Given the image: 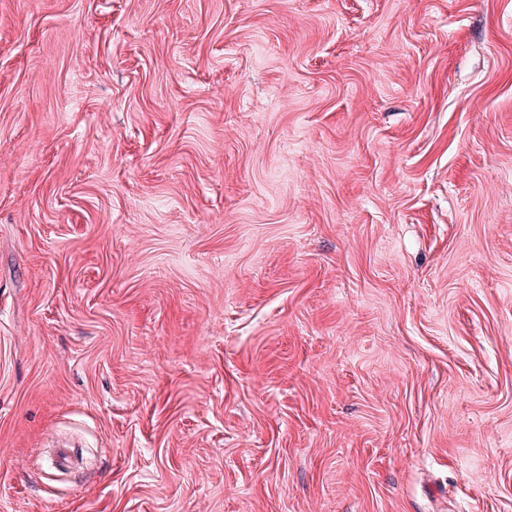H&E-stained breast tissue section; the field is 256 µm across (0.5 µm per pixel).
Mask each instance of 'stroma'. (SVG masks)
I'll list each match as a JSON object with an SVG mask.
<instances>
[{
	"label": "stroma",
	"instance_id": "35a3bbf8",
	"mask_svg": "<svg viewBox=\"0 0 512 512\" xmlns=\"http://www.w3.org/2000/svg\"><path fill=\"white\" fill-rule=\"evenodd\" d=\"M0 512H512V0H0Z\"/></svg>",
	"mask_w": 512,
	"mask_h": 512
}]
</instances>
